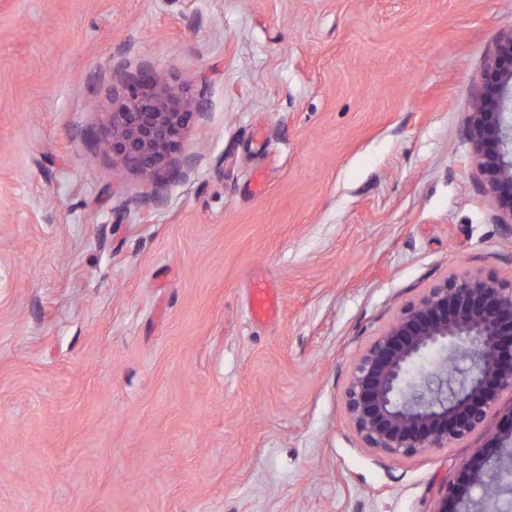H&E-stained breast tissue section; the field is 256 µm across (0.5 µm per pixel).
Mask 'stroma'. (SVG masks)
<instances>
[{
  "label": "stroma",
  "instance_id": "35a3bbf8",
  "mask_svg": "<svg viewBox=\"0 0 512 512\" xmlns=\"http://www.w3.org/2000/svg\"><path fill=\"white\" fill-rule=\"evenodd\" d=\"M510 31L512 0H0V512H439L512 392L401 458L344 390L428 288L512 282L467 129ZM143 69L207 102L156 182L94 142ZM276 295L273 288L258 285L254 288L253 316L257 319L269 315L276 306Z\"/></svg>",
  "mask_w": 512,
  "mask_h": 512
}]
</instances>
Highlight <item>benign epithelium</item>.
<instances>
[{
	"instance_id": "7a95c632",
	"label": "benign epithelium",
	"mask_w": 512,
	"mask_h": 512,
	"mask_svg": "<svg viewBox=\"0 0 512 512\" xmlns=\"http://www.w3.org/2000/svg\"><path fill=\"white\" fill-rule=\"evenodd\" d=\"M204 107L203 98L143 70L113 91L97 143L113 162L157 178L185 150ZM468 135L482 190L512 239V33L499 39L487 63ZM461 357L469 362L463 376L448 375V363ZM505 389L512 390V282L452 275L404 306L354 361L345 408L362 447L412 457L448 448L482 426ZM506 495L508 450L495 468L465 467L464 479L445 487L439 512H491Z\"/></svg>"
}]
</instances>
